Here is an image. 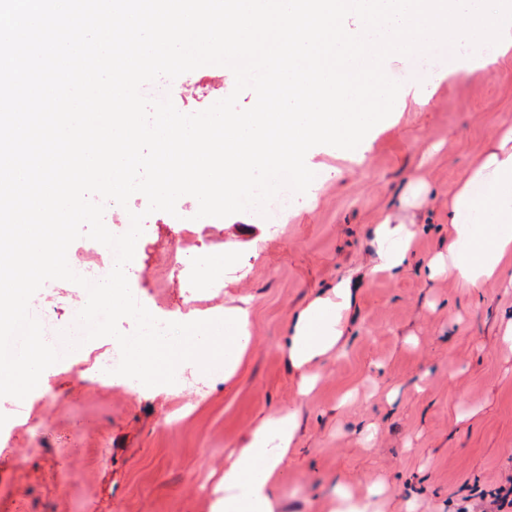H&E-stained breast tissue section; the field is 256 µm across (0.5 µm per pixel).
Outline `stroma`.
<instances>
[{
  "instance_id": "obj_1",
  "label": "stroma",
  "mask_w": 512,
  "mask_h": 512,
  "mask_svg": "<svg viewBox=\"0 0 512 512\" xmlns=\"http://www.w3.org/2000/svg\"><path fill=\"white\" fill-rule=\"evenodd\" d=\"M405 85L400 108L366 136L362 162L337 148L310 149L321 178L266 239L253 241L249 213L205 225L207 248L182 242L186 262L218 268L221 307L245 296L253 343L235 374L216 382L209 368L178 395L153 397L105 382L87 383L82 357L53 365L24 400L0 397V512H212L224 459L255 421L282 407L298 410V451L290 455L286 512H329L338 482L388 485L386 512H460L472 487L512 475V349L501 339L512 317V286L464 287L430 275L429 260L448 240V192L466 175L502 122H512V55L497 71L458 73L435 93L420 88L418 66L389 61ZM184 113L208 106L207 91L231 93L233 75L202 68L171 82ZM428 192L409 264L366 282L344 351L322 364L308 397L282 344L288 320L324 288L372 265L370 226L402 216L412 178ZM145 225L127 277L130 287L190 311L178 274L158 279L169 244ZM84 289L54 280L33 297L70 326ZM356 398L341 404L347 390ZM187 415L170 427L171 409ZM374 427L372 440L360 429Z\"/></svg>"
}]
</instances>
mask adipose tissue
Here are the masks:
<instances>
[{
  "label": "adipose tissue",
  "mask_w": 512,
  "mask_h": 512,
  "mask_svg": "<svg viewBox=\"0 0 512 512\" xmlns=\"http://www.w3.org/2000/svg\"><path fill=\"white\" fill-rule=\"evenodd\" d=\"M448 222L452 233L447 251L431 260V273L449 271L469 288L502 280L512 268V123L499 126L465 178L449 192ZM416 235L414 218H380L371 238L376 262L364 276L398 274L411 258ZM358 291L359 279L341 278L289 320L283 348L301 372L299 396L314 390L319 378L316 365L343 347ZM177 320L184 329L182 337L156 336L130 347L127 382L150 395L169 396L180 389L172 372L200 370L214 361L223 363L225 378H232L252 339L249 300L213 308L201 318L181 314ZM299 429L292 408L253 424L242 446L224 460L215 512H282L279 489ZM386 493L381 482L358 495L348 485H338L333 512H383Z\"/></svg>",
  "instance_id": "ef3b65f1"
}]
</instances>
